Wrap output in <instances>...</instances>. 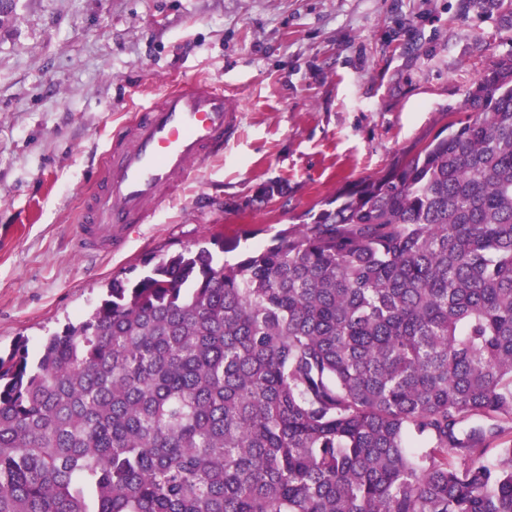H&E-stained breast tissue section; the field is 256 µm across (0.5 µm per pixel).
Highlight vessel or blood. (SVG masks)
I'll use <instances>...</instances> for the list:
<instances>
[{
  "mask_svg": "<svg viewBox=\"0 0 512 512\" xmlns=\"http://www.w3.org/2000/svg\"><path fill=\"white\" fill-rule=\"evenodd\" d=\"M241 105L223 85L192 79L138 106L105 163L75 225V252L121 250L130 225L165 207L203 163L223 154L240 123Z\"/></svg>",
  "mask_w": 512,
  "mask_h": 512,
  "instance_id": "b4317fda",
  "label": "vessel or blood"
}]
</instances>
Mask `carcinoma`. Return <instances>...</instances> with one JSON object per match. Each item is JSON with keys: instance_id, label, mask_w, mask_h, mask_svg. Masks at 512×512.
Instances as JSON below:
<instances>
[{"instance_id": "obj_1", "label": "carcinoma", "mask_w": 512, "mask_h": 512, "mask_svg": "<svg viewBox=\"0 0 512 512\" xmlns=\"http://www.w3.org/2000/svg\"><path fill=\"white\" fill-rule=\"evenodd\" d=\"M465 108L270 245L161 257L0 357V512H512V57Z\"/></svg>"}]
</instances>
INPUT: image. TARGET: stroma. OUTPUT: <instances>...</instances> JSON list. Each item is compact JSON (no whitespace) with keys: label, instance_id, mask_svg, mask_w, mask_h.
<instances>
[{"label":"stroma","instance_id":"35a3bbf8","mask_svg":"<svg viewBox=\"0 0 512 512\" xmlns=\"http://www.w3.org/2000/svg\"><path fill=\"white\" fill-rule=\"evenodd\" d=\"M512 55L489 0H15L0 26V353L30 355L86 317L112 279L223 236L270 244L336 192L383 174L467 116ZM188 78L239 94L220 156L117 253L73 225L114 131ZM286 192L260 201L261 189Z\"/></svg>","mask_w":512,"mask_h":512}]
</instances>
